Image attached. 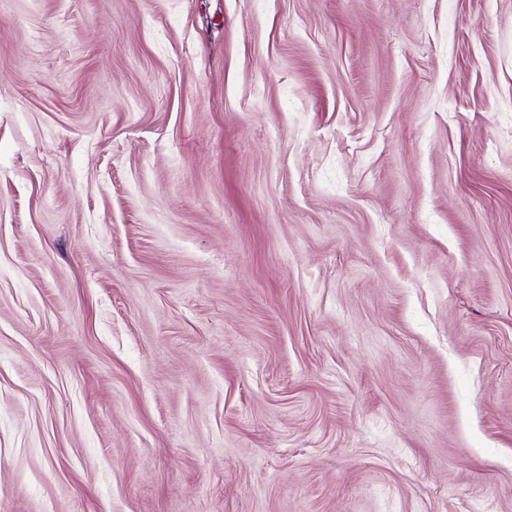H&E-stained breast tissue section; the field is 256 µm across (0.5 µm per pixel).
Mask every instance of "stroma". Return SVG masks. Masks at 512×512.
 <instances>
[{"instance_id":"35a3bbf8","label":"stroma","mask_w":512,"mask_h":512,"mask_svg":"<svg viewBox=\"0 0 512 512\" xmlns=\"http://www.w3.org/2000/svg\"><path fill=\"white\" fill-rule=\"evenodd\" d=\"M0 512H512V0H0Z\"/></svg>"}]
</instances>
